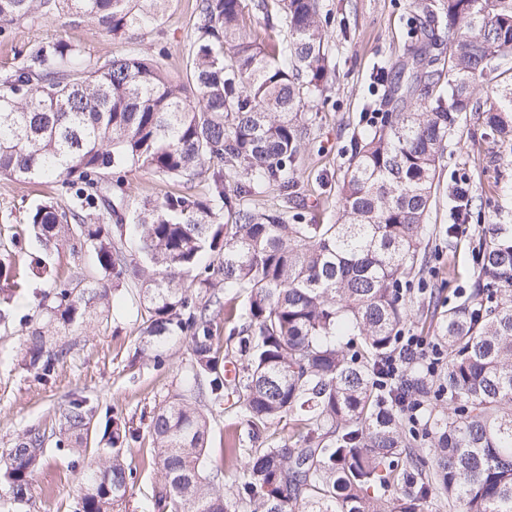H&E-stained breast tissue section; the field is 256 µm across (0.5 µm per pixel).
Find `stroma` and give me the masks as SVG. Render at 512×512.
<instances>
[{"instance_id":"35a3bbf8","label":"stroma","mask_w":512,"mask_h":512,"mask_svg":"<svg viewBox=\"0 0 512 512\" xmlns=\"http://www.w3.org/2000/svg\"><path fill=\"white\" fill-rule=\"evenodd\" d=\"M417 0H320L331 65L329 87L311 97L305 108L310 135L296 162L298 186L289 201L276 187L263 188L254 202L260 207L287 205L306 221L335 223L340 187L355 141L369 127L367 114L377 100L372 84L377 71L394 72L412 49L411 20ZM195 0H168L154 30L115 39L90 23L70 24L59 18L38 26L20 24L0 35V73L20 61L39 41L79 45L91 60L130 53L164 54L172 76L185 78L189 49L196 36ZM469 181L470 232L448 234L450 195L455 179ZM438 191L426 221L422 255L410 276L404 334L434 336L448 306L467 291L477 269L478 241L488 225L512 224V142L500 140L476 118L461 117L437 169ZM49 181L20 183L0 176V243L22 225L27 209L55 193ZM43 277L31 276L26 292L12 302L13 319L0 323V463L16 437L31 428H51L59 412L75 396L88 398L96 420L122 414L141 435L125 449V462L135 474L127 512H159L155 501L163 481L149 462V425L155 407L182 387L190 375L191 351L185 341L170 344L166 368L132 363L139 345L140 304L136 290L114 296L106 319L78 327L67 336V353L48 379H39L22 364L25 318L35 313L38 298L49 289ZM210 422L208 470H222L225 485L239 473L223 455L229 433L241 430L233 403L207 409ZM75 455L47 445L40 469L31 481L29 503H13L0 482V512H78L80 486Z\"/></svg>"}]
</instances>
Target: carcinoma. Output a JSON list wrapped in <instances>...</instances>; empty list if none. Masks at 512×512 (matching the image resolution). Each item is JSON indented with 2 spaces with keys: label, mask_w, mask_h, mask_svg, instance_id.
<instances>
[{
  "label": "carcinoma",
  "mask_w": 512,
  "mask_h": 512,
  "mask_svg": "<svg viewBox=\"0 0 512 512\" xmlns=\"http://www.w3.org/2000/svg\"><path fill=\"white\" fill-rule=\"evenodd\" d=\"M167 0H0V24L61 15L114 38L148 27ZM285 30L269 42L244 24L243 0H196L197 36L187 83L161 60L127 54L91 62L62 41H40L0 78V176L48 180V198L26 213L25 234L46 252L91 251L94 271L59 274L0 254V322L37 271L52 281L30 322L23 366L40 379L65 348L55 337L110 308L111 290L138 289L136 356L165 366L174 339L189 344L193 374L155 409L151 459L171 512H429L438 499L464 512H512V225L493 224L468 293L439 328L444 366L418 362L377 382L407 312L439 160L462 116L512 141V0H435L418 5L410 64L380 100L379 124L354 144L334 224H304L288 206L252 197L296 187L309 136L304 108L326 90L330 68L319 0H259ZM448 55V68L438 65ZM502 80L496 96L476 88ZM147 169L182 185L144 199L126 222L120 173ZM117 175L107 183L109 175ZM208 196L190 192L198 178ZM228 294L242 299L226 309ZM233 324L224 353L214 320ZM235 358L230 381L225 364ZM233 395L249 447L227 491L205 473L209 422L201 406ZM424 404L408 425L402 409ZM93 410L74 398L57 428L17 437L3 474L13 501H28L50 440L92 458L79 472L80 512H123L132 469L122 448L140 441L126 421L106 420L88 449ZM288 422L286 438L272 426ZM431 458L416 454L418 432Z\"/></svg>",
  "instance_id": "carcinoma-1"
}]
</instances>
